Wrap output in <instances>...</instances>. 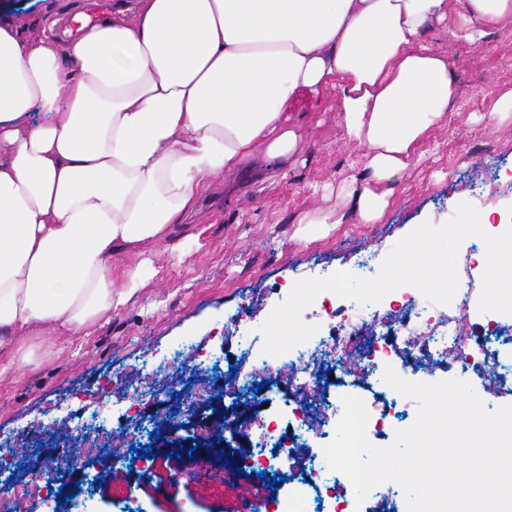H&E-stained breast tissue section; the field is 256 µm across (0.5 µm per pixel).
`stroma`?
<instances>
[{
    "mask_svg": "<svg viewBox=\"0 0 512 512\" xmlns=\"http://www.w3.org/2000/svg\"><path fill=\"white\" fill-rule=\"evenodd\" d=\"M71 5L72 0H0V23L9 22L26 39L51 30L63 47L72 35L56 20ZM422 39L453 72L451 108L408 166L376 184V191L388 195L380 220L362 223L354 203L341 194L351 178L363 176L369 149L345 137L335 91L300 94L288 109L299 138L286 177L266 175L260 150L234 180L209 177L195 212L173 225L167 239L113 253L112 271L118 277L143 259L152 262L125 307L103 314L80 336L42 344L30 361L0 374V431L22 437L11 483L31 481L38 465L56 457H76L51 498L33 497L23 512H67L65 487L85 483L92 486L94 512H114L117 500L131 492L149 512H237L245 494L259 512H269L271 495L286 494L280 483L225 482L223 471L207 462L198 473L175 477L179 459L170 434L192 439L201 420L230 409L249 414L261 400L251 391L233 402L210 397L196 414H184L183 400L206 381L205 372L171 367L161 400L140 406L152 430V462L137 484L128 471L113 467L107 446L61 445L45 430L44 413L52 407L64 417L143 355L159 362L190 343L204 346L216 377L230 376L224 356L237 348L225 346L218 330L241 305L254 303L267 314L277 303L275 285L292 284L299 267L319 264L345 271L357 253L381 265L394 245L423 222L449 220L453 201L472 202L486 150H493L497 168L512 169V118L501 122L492 114L497 101L512 92V23L475 44L449 39L440 25L425 28ZM336 211L344 213L343 223L315 224V217Z\"/></svg>",
    "mask_w": 512,
    "mask_h": 512,
    "instance_id": "stroma-1",
    "label": "stroma"
}]
</instances>
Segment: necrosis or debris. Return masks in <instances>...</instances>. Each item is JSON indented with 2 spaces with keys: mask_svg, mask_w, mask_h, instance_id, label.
I'll return each mask as SVG.
<instances>
[{
  "mask_svg": "<svg viewBox=\"0 0 512 512\" xmlns=\"http://www.w3.org/2000/svg\"><path fill=\"white\" fill-rule=\"evenodd\" d=\"M479 297V288L464 287L450 303L436 304L417 289L403 286L380 302L362 303L324 291L302 314L305 322L319 325V332L278 356L263 353L264 339L255 335L248 310L225 321V340H236L248 356L234 382L225 387V397L236 398L241 385L261 382L265 399L275 409L251 425L224 415L214 430L247 437L250 446L243 472L265 471L286 478L289 492L275 498L274 512H289L294 503L299 512H363L345 487L346 476L329 469L323 451L343 415L341 407L328 403L313 416L303 406L304 399L320 393L324 368L343 377L365 378L366 436L373 444L407 423L403 396L384 381L386 367L412 382L426 366L458 367L488 377L486 392L494 394L500 353L512 345V317L479 312ZM162 387L161 370L142 367L135 380L124 385L133 412L120 425H107L104 408L112 389L106 386L89 395L81 413L66 415L65 433L84 448L95 447L103 434H110L113 466L129 469L133 479H140L141 469L129 454L130 446L142 437L141 419L134 410L156 399Z\"/></svg>",
  "mask_w": 512,
  "mask_h": 512,
  "instance_id": "4bbe7bcc",
  "label": "necrosis or debris"
}]
</instances>
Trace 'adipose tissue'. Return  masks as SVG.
Returning <instances> with one entry per match:
<instances>
[{
    "label": "adipose tissue",
    "instance_id": "ef3b65f1",
    "mask_svg": "<svg viewBox=\"0 0 512 512\" xmlns=\"http://www.w3.org/2000/svg\"><path fill=\"white\" fill-rule=\"evenodd\" d=\"M446 20L473 42L512 0H138L62 51L0 24V360L123 307L146 268L116 285L113 251L166 239L208 177L260 147L287 169L301 92L335 89L372 179L403 170L451 104L421 39Z\"/></svg>",
    "mask_w": 512,
    "mask_h": 512
}]
</instances>
